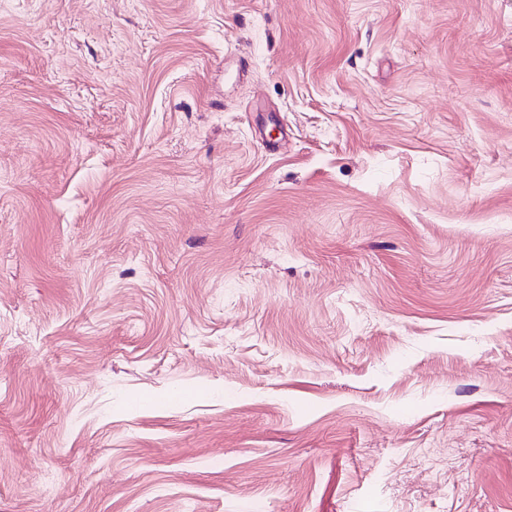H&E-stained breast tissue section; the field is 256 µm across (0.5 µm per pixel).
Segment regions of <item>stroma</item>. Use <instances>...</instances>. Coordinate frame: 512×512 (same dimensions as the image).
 <instances>
[{
    "label": "stroma",
    "instance_id": "1",
    "mask_svg": "<svg viewBox=\"0 0 512 512\" xmlns=\"http://www.w3.org/2000/svg\"><path fill=\"white\" fill-rule=\"evenodd\" d=\"M0 512H512V0H0Z\"/></svg>",
    "mask_w": 512,
    "mask_h": 512
}]
</instances>
